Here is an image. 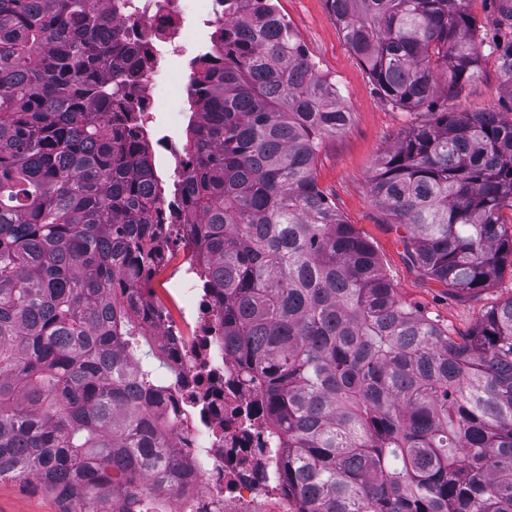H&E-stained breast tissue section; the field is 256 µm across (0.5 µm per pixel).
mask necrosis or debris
I'll return each instance as SVG.
<instances>
[{
    "instance_id": "obj_1",
    "label": "necrosis or debris",
    "mask_w": 512,
    "mask_h": 512,
    "mask_svg": "<svg viewBox=\"0 0 512 512\" xmlns=\"http://www.w3.org/2000/svg\"><path fill=\"white\" fill-rule=\"evenodd\" d=\"M185 2L128 0L123 13L134 31L146 33L145 45L155 57L153 73L136 91L144 109V128L179 170L191 164L171 133L183 115L172 112L160 120L152 91L156 74L170 70L186 44L196 39L186 21ZM179 245L183 260L173 273L176 308L156 306L153 337L156 351L179 372L163 403L182 411L174 430L175 446L196 474L195 482L184 485L177 497L176 512H294L262 477L265 435L257 429L242 430L238 424L237 415L248 406L249 397L234 382L222 328L208 296L200 291L199 248L189 226H181Z\"/></svg>"
}]
</instances>
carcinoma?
Listing matches in <instances>:
<instances>
[{
	"mask_svg": "<svg viewBox=\"0 0 512 512\" xmlns=\"http://www.w3.org/2000/svg\"><path fill=\"white\" fill-rule=\"evenodd\" d=\"M107 2L0 0V479L37 481L61 512H173L192 470L142 358L159 356L136 282L183 220L297 512H512V296L458 337L401 298L316 181L348 113L274 0H222L163 214L133 99L154 59ZM469 2L326 0L383 99L435 113L370 191L458 296L512 256V120L439 103L484 45L512 95V0L488 42Z\"/></svg>",
	"mask_w": 512,
	"mask_h": 512,
	"instance_id": "obj_1",
	"label": "carcinoma"
}]
</instances>
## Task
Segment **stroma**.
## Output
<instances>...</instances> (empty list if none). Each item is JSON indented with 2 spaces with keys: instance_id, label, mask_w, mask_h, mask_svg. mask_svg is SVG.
Listing matches in <instances>:
<instances>
[{
  "instance_id": "stroma-1",
  "label": "stroma",
  "mask_w": 512,
  "mask_h": 512,
  "mask_svg": "<svg viewBox=\"0 0 512 512\" xmlns=\"http://www.w3.org/2000/svg\"><path fill=\"white\" fill-rule=\"evenodd\" d=\"M278 8L297 33L321 74L334 78L352 114L346 130L326 140L317 161V182L338 213L375 247L400 296L453 333L470 330L491 305L512 297V266L483 292L459 298L424 276L408 259L401 232L370 195L381 156L411 129L433 121L424 109L391 108L331 19L325 0H279ZM452 112H498L512 116V95L499 85L495 56L483 55L478 80L448 102ZM57 499L34 482L0 481V512H59Z\"/></svg>"
}]
</instances>
